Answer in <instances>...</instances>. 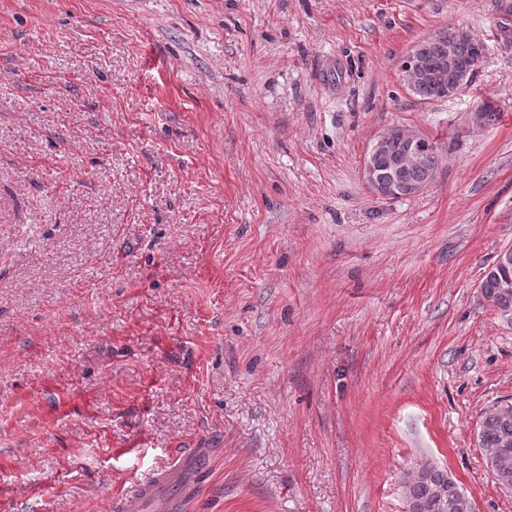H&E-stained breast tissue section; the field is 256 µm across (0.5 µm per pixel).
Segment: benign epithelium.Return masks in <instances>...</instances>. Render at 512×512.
<instances>
[{
    "mask_svg": "<svg viewBox=\"0 0 512 512\" xmlns=\"http://www.w3.org/2000/svg\"><path fill=\"white\" fill-rule=\"evenodd\" d=\"M470 47L469 56L461 55V45ZM435 51L440 56L441 68L437 73H430L424 69L422 55ZM486 55L485 44L465 30H459V40L444 43L437 39H428L415 45L399 62V71L404 86L408 89L425 78L437 81L444 80L448 74H453L454 82L448 86V96L454 97L465 92L470 87L472 73L477 71ZM400 139L407 145L405 154L394 164L389 179L381 177L379 171L380 160L389 154L394 140ZM424 136L413 129L392 126L374 139L370 149L363 158L361 172L362 178L370 192L383 199L390 198L395 193L402 197H413L424 190V186L411 183L406 178L407 170L423 161L424 152L421 149ZM512 250L507 248L498 258L497 269L500 272V287L512 289ZM489 468L494 479H499L508 472V454L501 453L488 460ZM450 489L436 490L442 512H472V505L466 494L454 480H449Z\"/></svg>",
    "mask_w": 512,
    "mask_h": 512,
    "instance_id": "1",
    "label": "benign epithelium"
}]
</instances>
